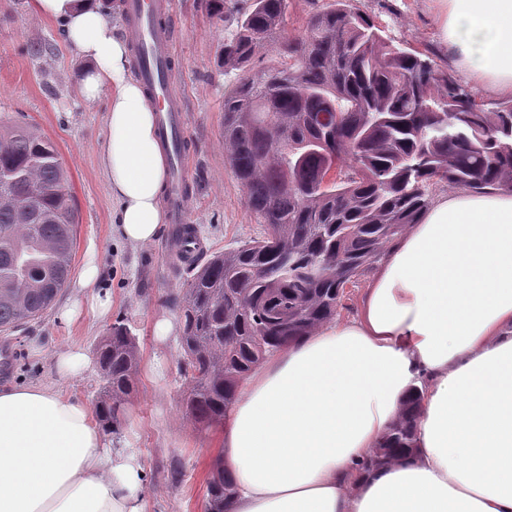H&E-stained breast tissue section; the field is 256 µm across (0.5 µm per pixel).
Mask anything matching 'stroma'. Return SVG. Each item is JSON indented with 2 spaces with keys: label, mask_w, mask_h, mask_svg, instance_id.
<instances>
[{
  "label": "stroma",
  "mask_w": 512,
  "mask_h": 512,
  "mask_svg": "<svg viewBox=\"0 0 512 512\" xmlns=\"http://www.w3.org/2000/svg\"><path fill=\"white\" fill-rule=\"evenodd\" d=\"M172 2V18L181 31L174 47L173 79L187 129L189 217L201 243L197 258L203 263L263 231L224 154V97L238 72L221 64L220 52L249 0H224L220 20L214 15V0ZM355 5L388 36L431 49L437 64L447 67L429 0H355ZM81 67L64 41L61 23L35 17L29 0H0V124H31L54 144L69 172L78 209L72 270L80 272L87 251L95 250L102 271L98 288L112 300L105 317H93L83 307L72 322L63 323L58 307L77 296L68 285L54 308L15 332L1 333L0 341L16 349L17 364L0 372V384L24 387L46 381L54 354L75 345L91 363L63 388L96 406L103 386L94 361L97 345L112 324H126L140 354L137 390L120 424L106 437L140 468L146 512H204L221 427L216 424L203 433L195 429L182 407L180 338L161 341L154 334L161 316L180 321L187 273L175 257L169 228L141 248L113 234L112 194L101 166L105 103H89L79 95L76 75Z\"/></svg>",
  "instance_id": "1"
}]
</instances>
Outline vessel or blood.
I'll use <instances>...</instances> for the list:
<instances>
[{
  "instance_id": "1",
  "label": "vessel or blood",
  "mask_w": 512,
  "mask_h": 512,
  "mask_svg": "<svg viewBox=\"0 0 512 512\" xmlns=\"http://www.w3.org/2000/svg\"><path fill=\"white\" fill-rule=\"evenodd\" d=\"M171 6L172 0H128V34L138 53L141 81L155 101L158 131L167 149L170 220L184 224L188 221L186 135L181 97L172 80L171 55L178 30L170 22Z\"/></svg>"
}]
</instances>
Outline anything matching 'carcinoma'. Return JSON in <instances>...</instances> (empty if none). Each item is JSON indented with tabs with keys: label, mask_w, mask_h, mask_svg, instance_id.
<instances>
[{
	"label": "carcinoma",
	"mask_w": 512,
	"mask_h": 512,
	"mask_svg": "<svg viewBox=\"0 0 512 512\" xmlns=\"http://www.w3.org/2000/svg\"><path fill=\"white\" fill-rule=\"evenodd\" d=\"M288 0H251L224 43L241 70L224 96V145L259 238L188 264L180 374L185 408L206 430L226 416L240 381L284 344L313 333L436 190H512V100L487 108L425 51L383 35L352 0H329L286 39L276 67L249 70L257 47L284 34ZM0 332L41 317L72 269L77 211L52 142L25 123L0 124ZM40 189L33 202L32 189ZM136 338L112 327L97 349L99 420L115 427L134 391ZM413 409L400 413L371 462L416 449ZM206 512L235 494L215 467Z\"/></svg>",
	"instance_id": "1"
}]
</instances>
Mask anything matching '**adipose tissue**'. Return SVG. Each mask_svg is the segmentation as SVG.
Masks as SVG:
<instances>
[{
  "label": "adipose tissue",
  "instance_id": "adipose-tissue-1",
  "mask_svg": "<svg viewBox=\"0 0 512 512\" xmlns=\"http://www.w3.org/2000/svg\"><path fill=\"white\" fill-rule=\"evenodd\" d=\"M449 63L512 93V0H430ZM62 22L105 99L101 163L114 232L153 242L166 222L156 114L130 73L111 0H31ZM417 448L370 464L411 399ZM227 512H512V192L438 194L389 250L357 314L258 365L224 420ZM139 468L82 400L0 385V512H143Z\"/></svg>",
  "mask_w": 512,
  "mask_h": 512
}]
</instances>
